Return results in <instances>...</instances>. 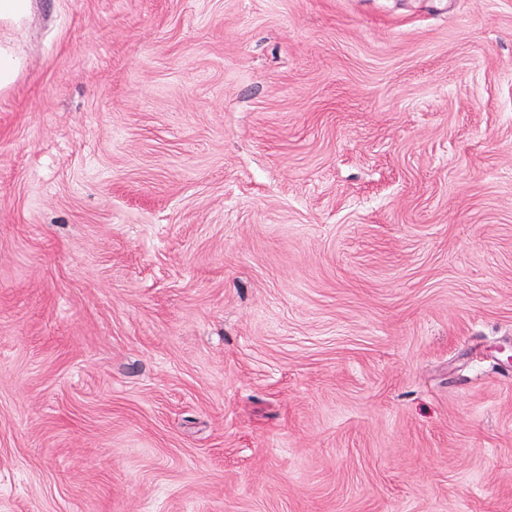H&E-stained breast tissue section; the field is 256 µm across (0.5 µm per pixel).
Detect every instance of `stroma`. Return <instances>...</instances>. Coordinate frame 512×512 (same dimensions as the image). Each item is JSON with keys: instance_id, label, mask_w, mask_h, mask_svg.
<instances>
[{"instance_id": "1", "label": "stroma", "mask_w": 512, "mask_h": 512, "mask_svg": "<svg viewBox=\"0 0 512 512\" xmlns=\"http://www.w3.org/2000/svg\"><path fill=\"white\" fill-rule=\"evenodd\" d=\"M0 43V512H512V0ZM21 60L9 48L0 46V88L7 87L16 76Z\"/></svg>"}]
</instances>
